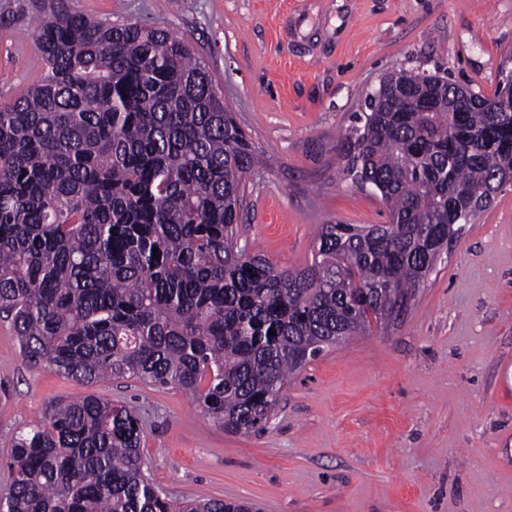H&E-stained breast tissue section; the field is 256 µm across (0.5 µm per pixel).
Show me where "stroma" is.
<instances>
[{
    "instance_id": "stroma-1",
    "label": "stroma",
    "mask_w": 512,
    "mask_h": 512,
    "mask_svg": "<svg viewBox=\"0 0 512 512\" xmlns=\"http://www.w3.org/2000/svg\"><path fill=\"white\" fill-rule=\"evenodd\" d=\"M0 0V103L43 68L29 18ZM187 38L264 159L241 230L282 269L323 224H384L336 164L366 91L405 68L492 94L512 54V0H65ZM89 393L132 407L142 456L177 498L261 512H512V185L464 225L405 316L326 349L284 389L265 432L231 434L192 396L137 380L88 387L28 363L0 320V488L16 428Z\"/></svg>"
}]
</instances>
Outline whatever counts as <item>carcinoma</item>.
Instances as JSON below:
<instances>
[{
    "instance_id": "cac0c4a2",
    "label": "carcinoma",
    "mask_w": 512,
    "mask_h": 512,
    "mask_svg": "<svg viewBox=\"0 0 512 512\" xmlns=\"http://www.w3.org/2000/svg\"><path fill=\"white\" fill-rule=\"evenodd\" d=\"M33 29L41 78L0 104V318L31 364L177 387L230 433L262 432L324 348L396 323L512 183V112L400 70L339 154L390 223L323 224L310 263L281 270L240 242L260 152L190 42L61 3ZM142 435L95 394L56 405L13 437L0 512H250L160 491Z\"/></svg>"
}]
</instances>
